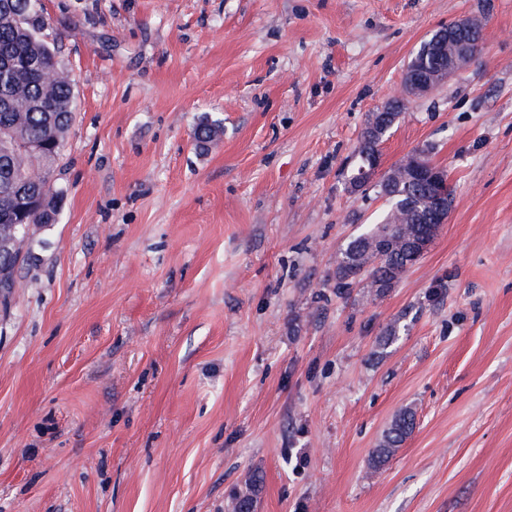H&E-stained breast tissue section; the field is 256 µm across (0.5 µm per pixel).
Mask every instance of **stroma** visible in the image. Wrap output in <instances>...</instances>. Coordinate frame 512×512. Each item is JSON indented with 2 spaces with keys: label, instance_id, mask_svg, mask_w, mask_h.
<instances>
[{
  "label": "stroma",
  "instance_id": "obj_1",
  "mask_svg": "<svg viewBox=\"0 0 512 512\" xmlns=\"http://www.w3.org/2000/svg\"><path fill=\"white\" fill-rule=\"evenodd\" d=\"M44 16L76 111L58 220L0 307V512H232L256 473L255 512H512V0ZM466 16L481 52L380 146L447 169L448 220L386 293L337 296L339 249L383 208L349 186L368 117ZM206 116L224 131L201 149ZM415 427V412L412 408L401 410L385 431L383 438L376 448L372 467L379 469L387 463L390 457L396 452L404 441L411 435Z\"/></svg>",
  "mask_w": 512,
  "mask_h": 512
}]
</instances>
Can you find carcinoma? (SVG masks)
<instances>
[{"mask_svg": "<svg viewBox=\"0 0 512 512\" xmlns=\"http://www.w3.org/2000/svg\"><path fill=\"white\" fill-rule=\"evenodd\" d=\"M26 0H0V237L9 234L24 240L33 224H48L54 209L16 216L13 224L3 217L14 212L18 198L55 196L50 168L58 158L37 156L26 149L29 142L65 141L75 117L72 83L58 66L57 48L42 35L43 17L18 19ZM216 120L198 126L196 140H214ZM373 189L386 201L376 222L352 236L339 250L334 272L336 295L345 296L360 284L376 296L385 293L423 256L421 245L432 242L440 225L426 224L428 190L407 180L400 165L381 176L372 171L355 191ZM15 263L0 256V296L8 299L15 287ZM415 427V412L401 410L375 450L372 467L387 463ZM260 481L253 477L232 496V512H255Z\"/></svg>", "mask_w": 512, "mask_h": 512, "instance_id": "1", "label": "carcinoma"}]
</instances>
